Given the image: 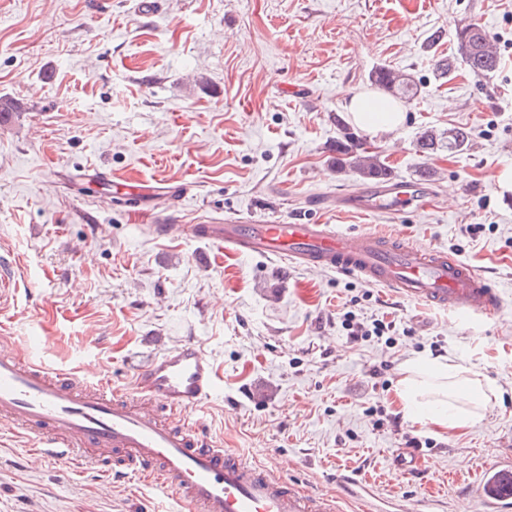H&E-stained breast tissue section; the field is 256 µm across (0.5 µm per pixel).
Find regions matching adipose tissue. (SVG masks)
<instances>
[{
	"label": "adipose tissue",
	"instance_id": "obj_1",
	"mask_svg": "<svg viewBox=\"0 0 512 512\" xmlns=\"http://www.w3.org/2000/svg\"><path fill=\"white\" fill-rule=\"evenodd\" d=\"M344 103L351 124L370 134L398 130L405 112L389 100L362 93L348 94ZM397 393L405 409L417 421L447 428L475 424L479 406L485 402L478 378L467 376L465 368L442 360H413L402 369ZM472 402L469 410L458 408L460 399Z\"/></svg>",
	"mask_w": 512,
	"mask_h": 512
}]
</instances>
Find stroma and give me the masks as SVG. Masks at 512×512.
I'll return each instance as SVG.
<instances>
[{"label":"stroma","instance_id":"obj_1","mask_svg":"<svg viewBox=\"0 0 512 512\" xmlns=\"http://www.w3.org/2000/svg\"><path fill=\"white\" fill-rule=\"evenodd\" d=\"M161 2L143 19L134 0H0V98L23 105L0 120V256L19 262L0 334L21 357L128 394L137 369L196 340L223 379L202 413L218 444L342 512H418L431 494L433 512H480L472 483L512 455V191L498 185L512 168V0ZM462 20L488 32L492 78L459 58ZM437 56L454 60L443 85ZM380 66L410 74L417 93L403 126L370 142L397 180L432 170L434 195L398 217L314 206L366 186L336 168V119L343 93H377ZM460 127L466 149L418 152L424 130ZM116 177L152 190L125 200ZM183 183L190 195L172 202ZM228 217L405 234L483 271L502 313L465 325L354 276L228 254L178 230ZM348 311L393 323L392 343L352 339ZM435 357L489 388L478 423L447 429L405 412L403 366ZM26 453L0 422V512H180L172 493L61 461L31 466ZM340 473L371 500L346 493Z\"/></svg>","mask_w":512,"mask_h":512}]
</instances>
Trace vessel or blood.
Listing matches in <instances>:
<instances>
[{
    "instance_id": "obj_1",
    "label": "vessel or blood",
    "mask_w": 512,
    "mask_h": 512,
    "mask_svg": "<svg viewBox=\"0 0 512 512\" xmlns=\"http://www.w3.org/2000/svg\"><path fill=\"white\" fill-rule=\"evenodd\" d=\"M424 185L388 180L366 192L339 194L337 208L393 215L421 204ZM186 236L233 254L278 258L293 267L336 271L404 299L456 313L462 321H493L503 308L495 284L469 264L437 250L376 234L353 236L330 224H187ZM137 397L120 399L105 379L21 359L0 344V420L27 439L30 460L97 468L178 496L183 512H334L330 499L221 448L197 423L221 388L214 363L196 341L185 342L140 368ZM483 512H512V460L490 466L472 489Z\"/></svg>"
}]
</instances>
